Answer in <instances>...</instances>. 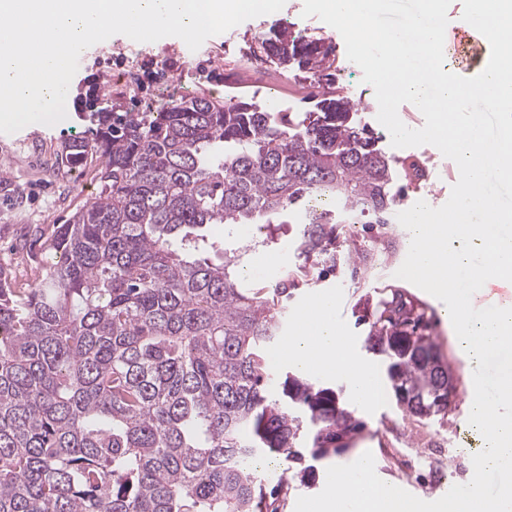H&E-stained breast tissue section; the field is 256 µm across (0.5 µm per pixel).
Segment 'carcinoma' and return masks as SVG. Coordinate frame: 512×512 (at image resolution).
Instances as JSON below:
<instances>
[{"mask_svg":"<svg viewBox=\"0 0 512 512\" xmlns=\"http://www.w3.org/2000/svg\"><path fill=\"white\" fill-rule=\"evenodd\" d=\"M286 69L323 75L335 47L286 32L261 41ZM317 112L246 94L181 96L141 119L106 118L61 162L101 160L98 194L61 225L58 262L32 288L0 267V512H267L262 456L302 463L350 446L364 425L336 390L287 374L270 349L299 279L344 253L338 224L388 223L392 168L342 88ZM299 222L298 256L272 286L246 285L242 253L219 263L212 224ZM405 413L455 404L433 321L402 289L367 321Z\"/></svg>","mask_w":512,"mask_h":512,"instance_id":"obj_1","label":"carcinoma"}]
</instances>
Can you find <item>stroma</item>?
<instances>
[{
  "instance_id": "1",
  "label": "stroma",
  "mask_w": 512,
  "mask_h": 512,
  "mask_svg": "<svg viewBox=\"0 0 512 512\" xmlns=\"http://www.w3.org/2000/svg\"><path fill=\"white\" fill-rule=\"evenodd\" d=\"M302 8L303 0H286L278 12L212 36L195 51L174 36L136 42L120 34L84 50L68 89L65 120L52 126L31 124L13 134L0 133V267L11 273L15 285L29 288L36 284L43 266L55 258L48 243L57 228L98 191L97 159L65 168L59 157L65 142L92 138L97 127L95 113L123 116L158 112L171 99L185 95L221 99L241 82L249 95L268 107L291 112L311 110L312 101L296 96L295 91L316 87L318 78L313 72L295 65L288 67L290 88L286 91L274 89L266 80L267 72L276 69L277 62L260 52L257 39L274 29L325 37L335 45V82L344 86L355 104L357 120L373 130L379 148L392 161L395 212L420 200L433 207L445 204L460 176L454 161L431 145L392 146L389 132L377 120L374 89L363 83L361 69L348 60L342 36L317 17H302ZM409 157L426 167L424 179H406L403 162ZM339 230L355 246L376 249L373 262L366 265L355 258L341 261L322 282L295 292L288 310L299 311L316 293L338 294L337 329L352 339L359 360L383 380L387 377V362L366 347L367 328L358 322L362 308L377 306L395 288L403 289L414 305L426 312L441 313L443 306L413 284L396 278L409 239L400 223L343 224ZM209 234L216 243L243 250L246 271L268 286L296 260V234L279 224L262 230L253 224H215ZM434 336L457 378L458 397L447 419L414 421L400 410L391 389H384L375 406L353 408V415L364 422L365 428L342 455L343 462L351 463L359 452H372L384 482L407 487L425 501L440 498V485L465 484L473 476V453L462 438L470 429L471 362L454 341L451 321H439ZM393 448L408 456L412 471L402 470L390 457ZM329 464L326 458L317 461L313 471L301 478L297 475L298 464L284 458L275 461L285 483L278 512H295L299 496L321 492Z\"/></svg>"
}]
</instances>
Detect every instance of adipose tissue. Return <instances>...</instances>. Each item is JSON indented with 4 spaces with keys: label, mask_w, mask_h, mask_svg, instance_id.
<instances>
[{
    "label": "adipose tissue",
    "mask_w": 512,
    "mask_h": 512,
    "mask_svg": "<svg viewBox=\"0 0 512 512\" xmlns=\"http://www.w3.org/2000/svg\"><path fill=\"white\" fill-rule=\"evenodd\" d=\"M334 307L331 296L313 295L296 330L285 340L277 356L288 360L302 373H336L350 379L354 399L361 407H371L380 392L377 378L358 361L345 337L340 336Z\"/></svg>",
    "instance_id": "ef3b65f1"
}]
</instances>
